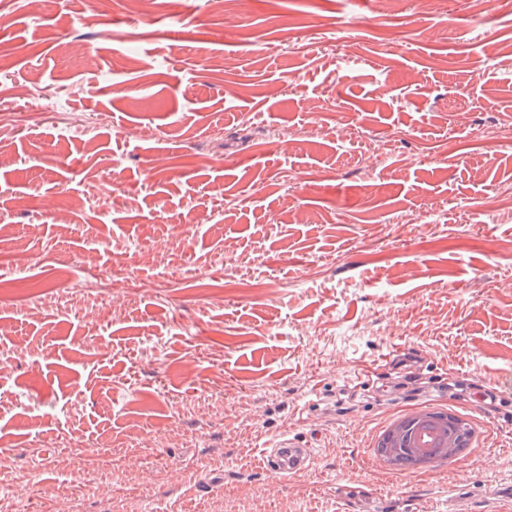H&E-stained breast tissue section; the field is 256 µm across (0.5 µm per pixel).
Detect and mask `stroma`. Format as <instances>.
I'll return each instance as SVG.
<instances>
[{
	"label": "stroma",
	"instance_id": "obj_1",
	"mask_svg": "<svg viewBox=\"0 0 512 512\" xmlns=\"http://www.w3.org/2000/svg\"><path fill=\"white\" fill-rule=\"evenodd\" d=\"M0 0V452L20 512H512V0ZM346 53L353 61L339 67ZM496 126L487 151L458 143ZM114 188L116 198L105 195ZM69 278L53 280L54 264ZM142 281L130 295L113 265ZM484 434L383 482L390 420ZM311 469L275 478L282 437ZM83 448L101 465L61 471ZM314 452L312 442L300 443L286 439L265 450L263 465L275 476L297 475L310 468Z\"/></svg>",
	"mask_w": 512,
	"mask_h": 512
}]
</instances>
